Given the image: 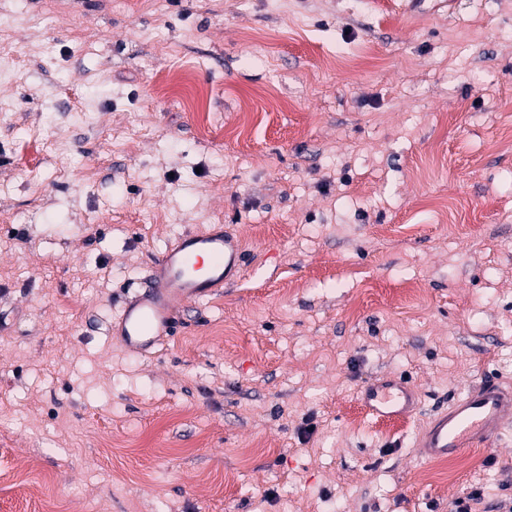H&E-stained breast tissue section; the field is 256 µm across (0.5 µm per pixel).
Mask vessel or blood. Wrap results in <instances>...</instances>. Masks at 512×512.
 <instances>
[{
    "instance_id": "vessel-or-blood-1",
    "label": "vessel or blood",
    "mask_w": 512,
    "mask_h": 512,
    "mask_svg": "<svg viewBox=\"0 0 512 512\" xmlns=\"http://www.w3.org/2000/svg\"><path fill=\"white\" fill-rule=\"evenodd\" d=\"M245 266L242 240L215 225L188 231L154 260L144 286L123 301L108 334L132 354L150 352L174 331L187 303L213 296L240 279ZM359 402L378 420L410 417L418 407L416 387L402 376L380 374L361 384ZM512 420V385L486 379L439 408L420 431L422 458L443 459L491 447Z\"/></svg>"
}]
</instances>
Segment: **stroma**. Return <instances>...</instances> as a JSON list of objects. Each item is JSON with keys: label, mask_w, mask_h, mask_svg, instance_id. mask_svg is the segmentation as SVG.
I'll return each instance as SVG.
<instances>
[{"label": "stroma", "mask_w": 512, "mask_h": 512, "mask_svg": "<svg viewBox=\"0 0 512 512\" xmlns=\"http://www.w3.org/2000/svg\"><path fill=\"white\" fill-rule=\"evenodd\" d=\"M510 125L512 0H0V512H496L512 422L446 480L414 441L512 379ZM215 224L241 280L111 342ZM359 402L364 411L377 420H400L410 417L418 407L416 387L402 376L376 375L361 384Z\"/></svg>", "instance_id": "obj_1"}]
</instances>
